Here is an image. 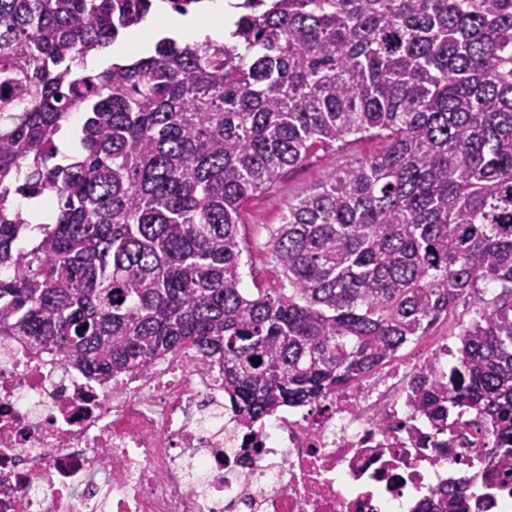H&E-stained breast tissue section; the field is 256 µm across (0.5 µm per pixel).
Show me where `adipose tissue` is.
<instances>
[{
    "label": "adipose tissue",
    "instance_id": "obj_1",
    "mask_svg": "<svg viewBox=\"0 0 512 512\" xmlns=\"http://www.w3.org/2000/svg\"><path fill=\"white\" fill-rule=\"evenodd\" d=\"M234 29L232 11L227 0H201L197 8L185 15L156 12L144 22L126 30L107 50L106 55L92 54L86 59L89 68H99L103 59L119 62L147 53L162 37L181 43L230 40Z\"/></svg>",
    "mask_w": 512,
    "mask_h": 512
}]
</instances>
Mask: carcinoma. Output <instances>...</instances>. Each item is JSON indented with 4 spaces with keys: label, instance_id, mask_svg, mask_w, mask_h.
<instances>
[{
    "label": "carcinoma",
    "instance_id": "1",
    "mask_svg": "<svg viewBox=\"0 0 512 512\" xmlns=\"http://www.w3.org/2000/svg\"><path fill=\"white\" fill-rule=\"evenodd\" d=\"M160 4L0 0V336L95 379L217 364L249 427L472 298L452 374L415 376V406L440 431L486 418L481 487L511 483L512 0H241L235 44L161 40L86 69ZM357 135L382 151L288 200L265 243L280 278L244 288L246 199ZM47 193L44 224L11 200ZM472 488L415 512H470Z\"/></svg>",
    "mask_w": 512,
    "mask_h": 512
}]
</instances>
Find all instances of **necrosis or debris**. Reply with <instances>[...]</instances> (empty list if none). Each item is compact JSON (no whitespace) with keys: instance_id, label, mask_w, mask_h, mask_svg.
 I'll return each mask as SVG.
<instances>
[{"instance_id":"4bbe7bcc","label":"necrosis or debris","mask_w":512,"mask_h":512,"mask_svg":"<svg viewBox=\"0 0 512 512\" xmlns=\"http://www.w3.org/2000/svg\"><path fill=\"white\" fill-rule=\"evenodd\" d=\"M452 355L439 341L248 428L218 370L169 356L98 381L1 341L0 512H383L481 480L489 424L452 415L440 433L411 405L415 374Z\"/></svg>"}]
</instances>
